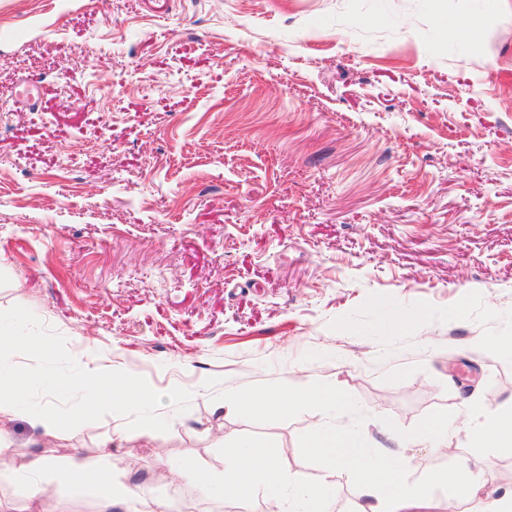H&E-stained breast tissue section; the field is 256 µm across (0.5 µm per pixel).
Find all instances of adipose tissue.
<instances>
[{"mask_svg":"<svg viewBox=\"0 0 512 512\" xmlns=\"http://www.w3.org/2000/svg\"><path fill=\"white\" fill-rule=\"evenodd\" d=\"M16 338L0 333V420L24 417L22 408L27 383L19 369L4 359V352L16 348ZM315 403L326 408L344 407L346 401L335 386L308 385L290 399L276 393H236L226 397L227 408L236 411L242 420L255 417L280 418L295 411L300 405ZM472 441L483 448L512 447V406L507 411L473 408L470 412ZM310 447L329 457L334 468L354 471L370 504L358 512H414L420 507L427 492L408 490L403 481L404 462L390 457L373 461L360 440L352 433L341 431L330 424L321 425L315 432ZM277 445L268 441L251 445L237 440L224 444L228 469L222 482H215L211 474L188 461L176 462L175 467L184 478L205 493L247 501L255 496L283 505V512H333V500L326 486L293 484L281 472L276 462ZM62 481L92 497L98 512H110L114 499H122L127 512H160L161 503L147 497L145 488L115 481L112 472L91 464L74 461L60 472ZM443 500L455 502L460 512H512V496L493 502L482 497L484 483L478 479H439Z\"/></svg>","mask_w":512,"mask_h":512,"instance_id":"obj_1","label":"adipose tissue"}]
</instances>
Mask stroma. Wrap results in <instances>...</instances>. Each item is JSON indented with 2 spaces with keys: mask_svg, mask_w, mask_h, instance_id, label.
Returning <instances> with one entry per match:
<instances>
[{
  "mask_svg": "<svg viewBox=\"0 0 512 512\" xmlns=\"http://www.w3.org/2000/svg\"><path fill=\"white\" fill-rule=\"evenodd\" d=\"M457 19L474 37L434 55L419 28ZM16 305L82 367L192 399L161 407L164 433L1 422L8 460L89 457L225 512L172 461L220 474L225 438L271 439L291 480L356 512L355 475L307 447L330 421L405 458L407 487L439 495L477 456L485 500L511 495L512 447H477L462 414L512 400V0H0V311ZM310 381L348 408L245 424L224 406ZM455 412L447 444L398 446Z\"/></svg>",
  "mask_w": 512,
  "mask_h": 512,
  "instance_id": "1",
  "label": "stroma"
}]
</instances>
